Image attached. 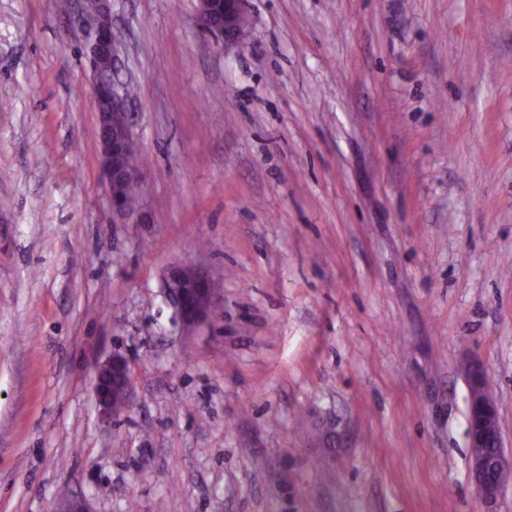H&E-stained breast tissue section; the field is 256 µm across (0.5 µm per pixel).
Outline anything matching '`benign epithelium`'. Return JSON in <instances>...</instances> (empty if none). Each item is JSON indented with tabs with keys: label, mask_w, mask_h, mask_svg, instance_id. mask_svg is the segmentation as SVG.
<instances>
[{
	"label": "benign epithelium",
	"mask_w": 512,
	"mask_h": 512,
	"mask_svg": "<svg viewBox=\"0 0 512 512\" xmlns=\"http://www.w3.org/2000/svg\"><path fill=\"white\" fill-rule=\"evenodd\" d=\"M112 0H97V8L85 20L84 47L93 62L91 81L94 100L106 99L110 111L98 113V139L101 164L108 186L136 184L141 181L137 166L127 162L125 151L133 141V133L125 110V95L115 82L118 45L112 31ZM246 0H224V11L216 15V22H204L205 30L226 46L242 38L244 28L240 20L245 14ZM112 205V223L134 222V206L115 191H109ZM164 292L174 306L180 321L195 327L212 313L218 290L213 281L203 276L190 264L170 268ZM133 381L127 359L114 354L96 368L95 396L101 417L110 419L129 409ZM471 472L476 490L486 503L497 500L506 486L512 483V457L505 454L503 445L491 458L477 455L471 458Z\"/></svg>",
	"instance_id": "7a95c632"
}]
</instances>
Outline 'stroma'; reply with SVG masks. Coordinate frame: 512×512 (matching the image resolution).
Returning a JSON list of instances; mask_svg holds the SVG:
<instances>
[{
	"label": "stroma",
	"mask_w": 512,
	"mask_h": 512,
	"mask_svg": "<svg viewBox=\"0 0 512 512\" xmlns=\"http://www.w3.org/2000/svg\"><path fill=\"white\" fill-rule=\"evenodd\" d=\"M112 0L116 224L74 0H0V512H512V0ZM215 279L184 327L169 266ZM131 361L101 419L97 365ZM224 1V11L216 15V22L212 25L206 19L204 29L211 34L218 43L224 46L233 45L242 38L244 28L240 20L245 14V0H221ZM466 372L468 374H474L478 375L483 380V390L485 397L482 396V389H481V383L478 380L471 379L466 376V384L468 389L471 392L472 396V404L476 403L477 401L481 400L480 406L483 414L485 415V419L488 422L489 426H493V421H490V417L493 416L494 413H496V404L493 401L492 398L489 397V391H488V382H487V376H486V370L483 365V363L479 360H471L466 366ZM498 448L492 458L481 454L471 458L472 478L479 496L486 503L496 501L512 481V457L505 454L501 436L498 437Z\"/></svg>",
	"instance_id": "stroma-1"
}]
</instances>
